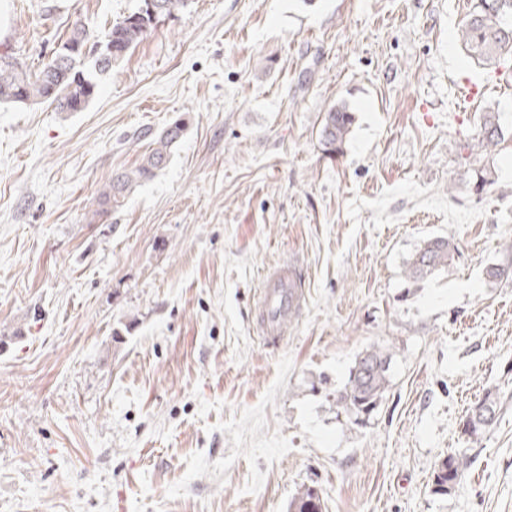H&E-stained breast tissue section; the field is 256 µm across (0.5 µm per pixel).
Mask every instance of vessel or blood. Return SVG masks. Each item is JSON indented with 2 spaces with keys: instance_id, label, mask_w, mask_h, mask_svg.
Returning <instances> with one entry per match:
<instances>
[{
  "instance_id": "obj_1",
  "label": "vessel or blood",
  "mask_w": 512,
  "mask_h": 512,
  "mask_svg": "<svg viewBox=\"0 0 512 512\" xmlns=\"http://www.w3.org/2000/svg\"><path fill=\"white\" fill-rule=\"evenodd\" d=\"M305 302V293L296 268H270L262 280L258 300V327L265 343L279 344L288 336V319Z\"/></svg>"
}]
</instances>
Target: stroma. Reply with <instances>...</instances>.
Returning <instances> with one entry per match:
<instances>
[{
    "instance_id": "obj_1",
    "label": "stroma",
    "mask_w": 512,
    "mask_h": 512,
    "mask_svg": "<svg viewBox=\"0 0 512 512\" xmlns=\"http://www.w3.org/2000/svg\"><path fill=\"white\" fill-rule=\"evenodd\" d=\"M136 3L0 0V46L34 68ZM473 3L189 0L84 111L0 105V512H288L309 485L323 512H512V278L487 275L512 266V86L461 102L487 75L456 37ZM179 118L167 166L97 215ZM435 236L454 259L411 283ZM286 263L306 301L271 347L256 295ZM372 347L390 383L361 426L336 393ZM353 122V113L344 103H336L326 110L320 130L321 143L326 152L334 154L342 149ZM499 130L498 112H494L490 108L486 109L481 115L478 130V139L482 146L485 148L496 146L499 138ZM491 425L492 424L485 422L484 415L477 416L472 408L471 412L468 413L462 422L460 433L467 443L474 442L477 441ZM472 459L466 451L453 450L440 458L433 471L432 492L435 495H448L452 489L460 485Z\"/></svg>"
}]
</instances>
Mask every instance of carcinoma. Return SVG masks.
Returning <instances> with one entry per match:
<instances>
[{"label": "carcinoma", "instance_id": "cac0c4a2", "mask_svg": "<svg viewBox=\"0 0 512 512\" xmlns=\"http://www.w3.org/2000/svg\"><path fill=\"white\" fill-rule=\"evenodd\" d=\"M138 0L134 10L112 23L104 36L92 41L90 28L77 21L60 41L51 57L31 71L16 53H0V104L31 106L48 104L59 112H81L97 96L101 78L120 66L130 51L152 33L160 18L181 13L188 0ZM459 40L471 58L498 66L512 62V0H477L471 18L462 26ZM353 113L343 103L326 110L320 130L321 143L328 153L342 149L351 133ZM184 122L174 121L155 139L154 147L131 170L115 171L96 197L97 213L104 216L121 206L134 188L152 179L166 167L171 148L184 134ZM499 115L486 109L480 118L478 139L485 148L497 145ZM457 246L445 237L423 243L408 263V277L422 282L448 267ZM391 357L382 350L367 349L350 369L336 404L357 424L365 423L378 409L388 387ZM490 427L484 417L471 411L462 422L460 433L468 443L478 440ZM472 459L466 452L453 450L440 458L433 471L432 492L446 495L465 479ZM289 512H322V498L313 486H306L291 500Z\"/></svg>", "mask_w": 512, "mask_h": 512}]
</instances>
